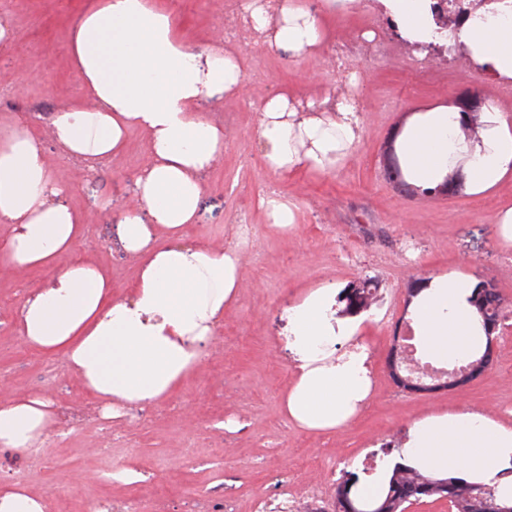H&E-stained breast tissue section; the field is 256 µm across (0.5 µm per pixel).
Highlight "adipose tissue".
Masks as SVG:
<instances>
[{"instance_id":"adipose-tissue-1","label":"adipose tissue","mask_w":512,"mask_h":512,"mask_svg":"<svg viewBox=\"0 0 512 512\" xmlns=\"http://www.w3.org/2000/svg\"><path fill=\"white\" fill-rule=\"evenodd\" d=\"M430 0H383L410 42L428 41ZM243 11L269 47L296 56L323 43V16L300 0H245ZM481 73L512 82V4L493 0L456 34ZM68 54L86 93L58 108L51 132L66 156L94 161L118 154L129 131L147 136L150 162L135 178V201L118 215L119 240L140 265L131 297L116 299L94 264L75 257L84 218L62 201L61 183L23 120L0 125V265L53 269L19 306L25 343L63 354L107 418L162 400L202 362V346L242 282L241 259L227 248L182 245L204 191L200 173L224 152V131L195 106L244 84L239 54L215 44L198 50L179 39L170 17L150 0H94L71 28ZM455 104L412 113L394 138L406 182L419 190L450 184L485 195L512 178V121L487 100L473 135ZM257 134L268 169L328 173L361 137L352 106L301 112L287 95L262 107ZM473 281L461 271L427 277L407 306L408 328L423 359L451 363L479 356L486 344L471 303ZM294 379L286 417L307 431L345 425L371 392V359L353 344L356 322L341 314L333 289L319 287L285 311ZM55 420L53 401L21 395L0 403V446L42 448ZM423 474H460L495 483L512 502V425L461 409L415 421L395 453Z\"/></svg>"}]
</instances>
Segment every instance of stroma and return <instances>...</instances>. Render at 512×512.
<instances>
[{
	"mask_svg": "<svg viewBox=\"0 0 512 512\" xmlns=\"http://www.w3.org/2000/svg\"><path fill=\"white\" fill-rule=\"evenodd\" d=\"M91 0H0L12 41L0 46V120L39 114L32 125L59 180L64 200L88 216L79 250L112 276L125 292L137 268L122 248L113 215L102 202L121 207L134 194V178L149 163L146 140L134 130L124 151L96 169L68 159L52 136L47 114L83 98V87L67 55L66 37ZM181 38L204 47L223 38L230 19L224 0H155ZM395 23L381 11L351 9L328 19L319 54L296 57L256 43L245 52L241 92L201 102L199 112L224 128V153L202 175L204 192L187 244L238 250L243 280L224 311L207 355L169 397L137 407L135 417L111 425L96 417L68 431L52 427L37 452L0 447V483L16 482L39 496L46 512H85L89 501H139L149 512L162 500L167 512H189L209 491L222 488L224 512H281L318 488L319 504L333 508L336 486L364 474L365 457L386 464L415 419L467 406L512 423V328H498L489 369L469 385L433 395L397 387L387 357L395 337L405 335L411 288L429 275L465 271L493 281L512 321V243L495 231V215L512 205V183L472 197L459 191L423 195L403 190L386 172L387 152L411 113L466 96L497 100L512 118V84L496 85L482 74L457 72L452 60H433L419 75ZM373 33L393 48L386 57H358L356 80L338 74L334 57L342 46ZM290 93L295 104L332 96L353 101L361 114V140L335 171H304L281 177L270 172L256 130L263 103ZM277 191L295 207L291 229L274 227L260 206ZM251 228L248 244L238 227ZM413 244L410 264L396 258ZM46 271L0 268V403L20 393L52 399L56 413L87 410L94 400L71 373L63 356L26 345L15 312ZM372 278L377 303L360 315L359 334L371 353L373 397L346 426L309 432L282 410L292 378L282 343V311L310 288H345ZM110 449L111 460L95 456ZM140 471L141 481L103 480L105 468Z\"/></svg>",
	"mask_w": 512,
	"mask_h": 512,
	"instance_id": "stroma-1",
	"label": "stroma"
}]
</instances>
